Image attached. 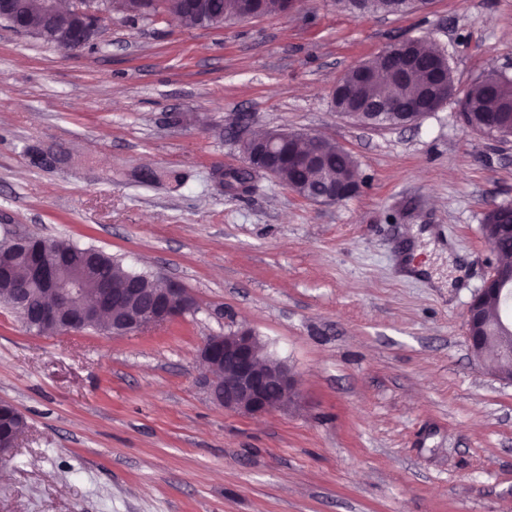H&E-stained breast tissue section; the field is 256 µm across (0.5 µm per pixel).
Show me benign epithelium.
Wrapping results in <instances>:
<instances>
[{"label": "benign epithelium", "instance_id": "1", "mask_svg": "<svg viewBox=\"0 0 512 512\" xmlns=\"http://www.w3.org/2000/svg\"><path fill=\"white\" fill-rule=\"evenodd\" d=\"M42 16L38 36L72 49L81 48L96 39L102 24L112 14L127 18L137 13L133 0H70L68 7L59 0H36ZM269 14L251 0H240L234 13L216 16L212 23L224 24L234 20H250ZM448 95H424L417 99L413 120L436 111ZM287 130H270L262 137L245 136L241 139L244 164L227 173L217 172L218 184L228 191H239L249 175L262 171L275 176L283 166L313 164L322 157L328 140L310 134L293 138L295 147L284 150ZM349 196L339 186H329L311 200L335 204ZM31 278L39 284L40 321L32 328L36 334L45 331L79 332L90 323L106 322L112 325V334L127 335L164 324L181 317L194 307L190 292L177 282H168L146 301L139 298L136 288H115L100 280L90 286L67 278L61 267L60 254L48 251L34 266ZM491 292L498 301L512 299V271L497 265L483 288L466 308L465 321H470L474 305ZM201 357L212 376L211 395L216 404L226 411L247 415H263L283 409L291 398L298 396L296 379L288 366L269 358L258 338L249 328H241L223 336H211L201 349Z\"/></svg>", "mask_w": 512, "mask_h": 512}]
</instances>
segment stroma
I'll return each mask as SVG.
<instances>
[{"mask_svg":"<svg viewBox=\"0 0 512 512\" xmlns=\"http://www.w3.org/2000/svg\"><path fill=\"white\" fill-rule=\"evenodd\" d=\"M407 37L447 56L459 93L512 78V0L116 16L76 50L0 20V238L92 246L195 300L122 336L38 335L0 303V400L28 424L0 512H512V383L472 356L464 318L496 263L484 218L512 205V142L464 129L456 97L382 127L331 102ZM278 128L349 152L359 192L215 184L243 132ZM243 326L292 370L295 404L213 402L200 350ZM253 0H241L234 13L226 16H216L213 18L212 23L213 25L217 24H224L229 21L234 20H250L266 15H288L291 12L294 11L297 0H279V5L277 9L274 12H269L267 10H264L260 7H257V5L254 2H251Z\"/></svg>","mask_w":512,"mask_h":512,"instance_id":"35a3bbf8","label":"stroma"}]
</instances>
